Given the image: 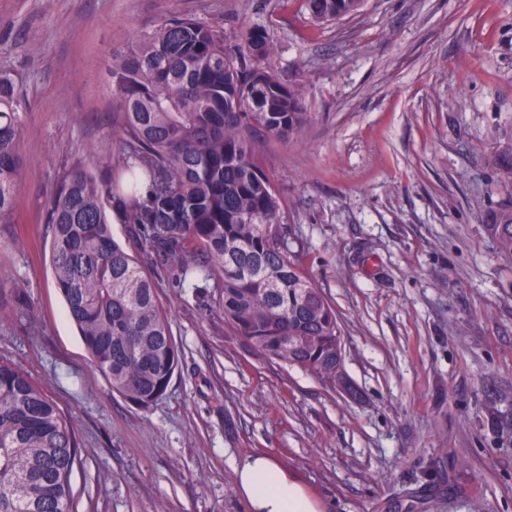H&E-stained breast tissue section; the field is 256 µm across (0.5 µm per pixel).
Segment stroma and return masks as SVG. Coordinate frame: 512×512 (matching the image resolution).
Returning <instances> with one entry per match:
<instances>
[{"instance_id": "35a3bbf8", "label": "stroma", "mask_w": 512, "mask_h": 512, "mask_svg": "<svg viewBox=\"0 0 512 512\" xmlns=\"http://www.w3.org/2000/svg\"><path fill=\"white\" fill-rule=\"evenodd\" d=\"M302 0H0V70L21 86L23 168L0 224V359L73 428L76 512H247L235 468L263 451L328 512H512V442L487 394H512V256L487 235L512 203V0H363L328 25ZM253 24L304 88L300 141L267 139L288 247L336 310L354 395L267 359L183 286L157 294L179 365L139 409L91 364L55 287L50 195L80 162L110 181L124 156L113 55L166 18ZM445 467L465 497L421 500ZM507 399V395H499V398L489 401L487 411L491 418L492 427L502 436L512 440V418L498 409V402Z\"/></svg>"}]
</instances>
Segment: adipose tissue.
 Here are the masks:
<instances>
[{"mask_svg":"<svg viewBox=\"0 0 512 512\" xmlns=\"http://www.w3.org/2000/svg\"><path fill=\"white\" fill-rule=\"evenodd\" d=\"M236 485L248 512H327V506L288 468L255 453L236 468Z\"/></svg>","mask_w":512,"mask_h":512,"instance_id":"1","label":"adipose tissue"}]
</instances>
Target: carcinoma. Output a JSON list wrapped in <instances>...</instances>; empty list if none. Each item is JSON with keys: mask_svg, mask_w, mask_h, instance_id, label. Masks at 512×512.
<instances>
[{"mask_svg": "<svg viewBox=\"0 0 512 512\" xmlns=\"http://www.w3.org/2000/svg\"><path fill=\"white\" fill-rule=\"evenodd\" d=\"M362 0H304L328 23ZM276 43L259 24L243 40L192 18L165 20L109 67L125 136L126 188L115 191L76 164L48 206L52 274L68 316L112 391L140 409L166 392L178 351L156 282L113 237L117 210L148 243L146 262L169 259L224 322L271 360L310 369L336 387L343 351L336 310L288 244L281 202L262 168L255 133L297 139L313 121L300 83L270 67ZM19 86L0 72V224L12 223L22 167ZM486 231L512 255V204ZM489 401L492 427L512 439V418ZM78 442L57 405L15 364L0 360V512H73ZM466 489L428 476L423 493Z\"/></svg>", "mask_w": 512, "mask_h": 512, "instance_id": "obj_1", "label": "carcinoma"}]
</instances>
